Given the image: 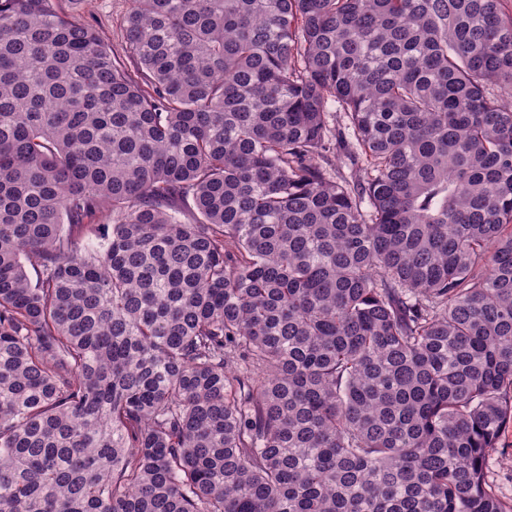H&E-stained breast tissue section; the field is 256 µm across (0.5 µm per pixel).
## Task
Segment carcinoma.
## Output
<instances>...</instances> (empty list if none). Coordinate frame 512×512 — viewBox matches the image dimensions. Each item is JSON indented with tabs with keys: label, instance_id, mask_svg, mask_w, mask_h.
Returning a JSON list of instances; mask_svg holds the SVG:
<instances>
[{
	"label": "carcinoma",
	"instance_id": "obj_1",
	"mask_svg": "<svg viewBox=\"0 0 512 512\" xmlns=\"http://www.w3.org/2000/svg\"><path fill=\"white\" fill-rule=\"evenodd\" d=\"M123 29L0 0V512H512L504 0ZM487 472L500 496L512 501V424L504 430L498 449L488 458Z\"/></svg>",
	"mask_w": 512,
	"mask_h": 512
}]
</instances>
